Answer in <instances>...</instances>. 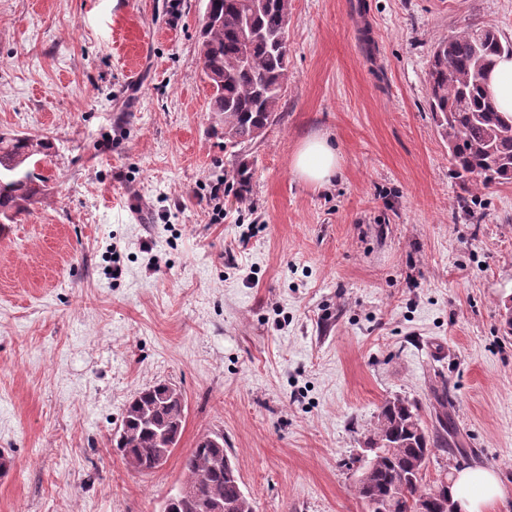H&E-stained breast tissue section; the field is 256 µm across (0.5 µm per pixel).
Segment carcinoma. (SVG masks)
Returning a JSON list of instances; mask_svg holds the SVG:
<instances>
[{
	"instance_id": "carcinoma-1",
	"label": "carcinoma",
	"mask_w": 512,
	"mask_h": 512,
	"mask_svg": "<svg viewBox=\"0 0 512 512\" xmlns=\"http://www.w3.org/2000/svg\"><path fill=\"white\" fill-rule=\"evenodd\" d=\"M291 0H206L212 14L201 22L198 65L212 89L210 111L224 117V139L245 147L263 136L277 120L288 90V33ZM251 16L260 37L245 43L240 19ZM470 28L439 41L427 76L429 111L448 141L452 172L478 189L512 183V115L496 111L485 78L496 57L512 54V43L497 31ZM50 143L34 136H0V221H12L40 194L41 178L28 168L33 158L49 156ZM156 382L125 406L121 425L110 438L126 463L139 473L158 468L157 458L176 448L185 422L184 396ZM366 443L375 449L360 460L356 492L364 483L393 507V512H439V496L449 491L448 477L425 483L431 458L448 452V422L438 417L424 426L416 403L395 395L384 400ZM186 480L196 512L215 501L224 512H253L238 470L224 448V436L199 439L185 459Z\"/></svg>"
}]
</instances>
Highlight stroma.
Masks as SVG:
<instances>
[{"label":"stroma","instance_id":"obj_1","mask_svg":"<svg viewBox=\"0 0 512 512\" xmlns=\"http://www.w3.org/2000/svg\"><path fill=\"white\" fill-rule=\"evenodd\" d=\"M204 9L0 0V135L52 144L0 229V512H160L215 433L254 512H365L356 460L394 395L463 450L427 481L493 468L488 512H512V184L454 178L425 84L445 36L512 42V0H292L279 120L242 150L195 65ZM320 132L323 188L292 168ZM158 381L184 429L142 474L107 440ZM341 154L326 135L307 139L297 151L293 171L303 181L322 187L332 182L341 170Z\"/></svg>","mask_w":512,"mask_h":512}]
</instances>
